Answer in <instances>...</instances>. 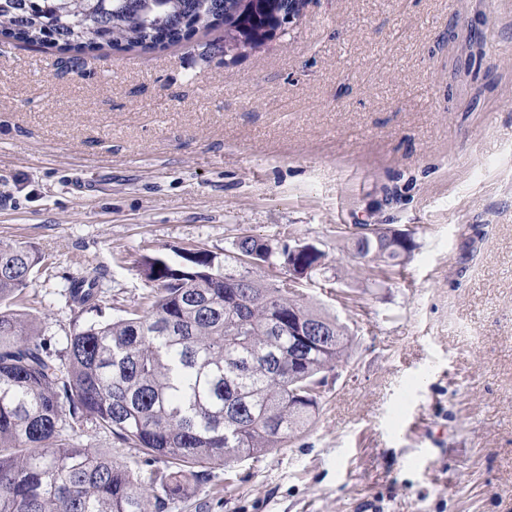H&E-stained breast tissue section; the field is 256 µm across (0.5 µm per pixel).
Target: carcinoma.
I'll return each instance as SVG.
<instances>
[{"label":"carcinoma","mask_w":512,"mask_h":512,"mask_svg":"<svg viewBox=\"0 0 512 512\" xmlns=\"http://www.w3.org/2000/svg\"><path fill=\"white\" fill-rule=\"evenodd\" d=\"M242 0H0L6 40L64 52L123 45L143 52L178 45L224 22L229 35ZM362 264L403 266L412 241L352 243ZM237 265L190 252L171 266L145 257L139 271L157 284L145 309L75 331L61 351L30 315L0 311V512H166L206 478L302 435L318 410L316 380L349 358L352 339L337 319L244 259L300 263L319 272L325 253L288 257V245L244 236ZM40 257L0 245V301L28 287ZM95 282L74 279L71 305L94 307ZM320 321L330 332L297 342L280 318ZM69 419L86 420L144 449L164 468L147 477L95 448L58 440Z\"/></svg>","instance_id":"1"}]
</instances>
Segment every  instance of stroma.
I'll return each instance as SVG.
<instances>
[{"label": "stroma", "instance_id": "35a3bbf8", "mask_svg": "<svg viewBox=\"0 0 512 512\" xmlns=\"http://www.w3.org/2000/svg\"><path fill=\"white\" fill-rule=\"evenodd\" d=\"M359 224L410 236L402 274L372 286ZM244 235L326 253L299 290L350 356L302 436L170 512H512V0H308L238 56L220 26L74 66L0 42V244L44 258L52 349L147 303L143 256L220 265ZM60 437L151 471L91 423ZM85 278L74 279L68 287V299L71 305L83 310L86 307L93 308L95 306L94 300L97 296L95 282L89 281L88 287L83 288L82 284L85 283ZM87 281V280H86Z\"/></svg>", "mask_w": 512, "mask_h": 512}]
</instances>
